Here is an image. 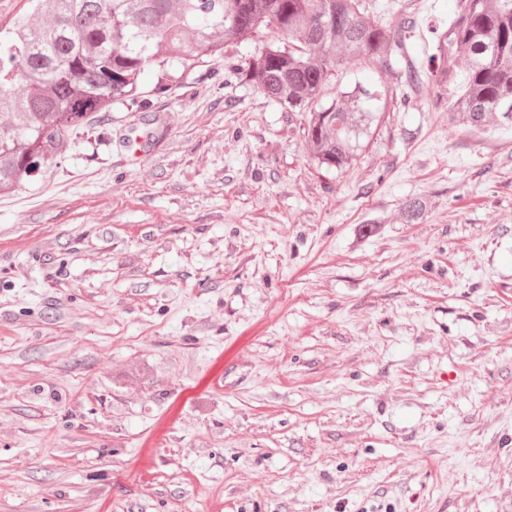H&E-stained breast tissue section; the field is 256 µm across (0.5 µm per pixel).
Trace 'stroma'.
<instances>
[{
	"label": "stroma",
	"mask_w": 512,
	"mask_h": 512,
	"mask_svg": "<svg viewBox=\"0 0 512 512\" xmlns=\"http://www.w3.org/2000/svg\"><path fill=\"white\" fill-rule=\"evenodd\" d=\"M263 45L0 193V512H512V130L320 169Z\"/></svg>",
	"instance_id": "35a3bbf8"
}]
</instances>
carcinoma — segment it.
<instances>
[{
    "instance_id": "cac0c4a2",
    "label": "carcinoma",
    "mask_w": 512,
    "mask_h": 512,
    "mask_svg": "<svg viewBox=\"0 0 512 512\" xmlns=\"http://www.w3.org/2000/svg\"><path fill=\"white\" fill-rule=\"evenodd\" d=\"M416 23L405 9L394 22L373 20L367 0H28L0 27V193L49 176L97 113L114 104L145 110V72H157L152 92L164 94L264 30L275 39L248 58L246 82L302 120L318 167L347 171L395 101L420 88L407 45ZM347 61L388 73L394 85L338 87ZM427 63L448 96V119L512 128V0H456ZM425 211L414 197L400 217L416 224Z\"/></svg>"
}]
</instances>
